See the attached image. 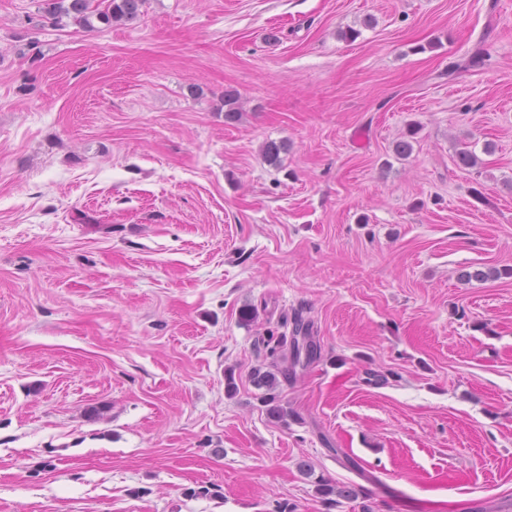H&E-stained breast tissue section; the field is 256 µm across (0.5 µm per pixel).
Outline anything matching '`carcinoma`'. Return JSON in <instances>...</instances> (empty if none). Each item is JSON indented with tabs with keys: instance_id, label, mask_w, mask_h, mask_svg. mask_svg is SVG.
<instances>
[{
	"instance_id": "cac0c4a2",
	"label": "carcinoma",
	"mask_w": 512,
	"mask_h": 512,
	"mask_svg": "<svg viewBox=\"0 0 512 512\" xmlns=\"http://www.w3.org/2000/svg\"><path fill=\"white\" fill-rule=\"evenodd\" d=\"M143 2L144 0H42V9L56 24L62 23L66 18L75 25L92 31L96 21L110 27L114 22L135 19ZM501 277H512V268L491 267L485 271L476 269L463 274L467 281H487ZM280 348L283 349V354L280 360L272 362L271 369L264 371L259 367L252 374L254 385L259 389H266L261 403L268 406V412L274 418L284 416L277 394L280 380L295 376L296 367H305L319 358L317 346L309 333V325L299 316L293 318L291 339H281ZM315 485L316 493L328 501L334 496L351 500L360 494V490L352 485L336 486L322 477L315 479Z\"/></svg>"
}]
</instances>
